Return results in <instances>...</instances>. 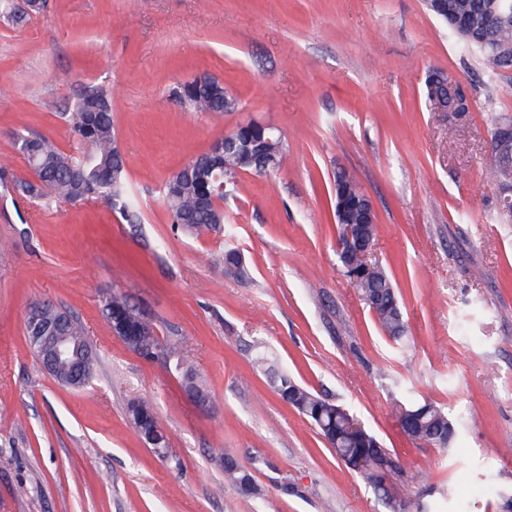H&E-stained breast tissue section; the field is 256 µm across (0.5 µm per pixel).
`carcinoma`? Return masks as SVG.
<instances>
[{
	"label": "carcinoma",
	"instance_id": "carcinoma-1",
	"mask_svg": "<svg viewBox=\"0 0 512 512\" xmlns=\"http://www.w3.org/2000/svg\"><path fill=\"white\" fill-rule=\"evenodd\" d=\"M448 17L459 20L463 27L452 24L450 30L461 47L469 52H477L486 68L504 74L512 70V8L507 18L491 28L487 25L488 13L496 8L494 0H446ZM446 81L444 71L432 70L425 80V94L428 102L442 99ZM181 101L200 112L215 116L224 114V90L214 80L202 85L180 86L177 88ZM74 132L87 146V153L80 161L59 150L49 139L41 135H21L19 139L28 142L25 153L35 182H27L0 167V186L21 196L56 201H101L107 207L129 220L137 216L138 202L128 188V175L125 161L117 147L112 123V107L105 90L94 88L86 91L70 116ZM238 136L251 142L255 154L269 156L265 144L267 133L260 127H247ZM483 166L494 181L505 188H512V164L501 159L493 150L483 159ZM259 171L257 165L241 163L232 156L216 157L206 151L198 154L191 165H186L169 177L162 187L163 200L176 224L183 232L192 236L224 234V209L220 202L224 194L216 195L218 203L205 199L206 194L218 189L224 176L235 175L236 169ZM335 192L345 202V223L339 225V237L362 236L365 240L375 239L377 224L364 214L361 204L364 192L361 187L344 173L336 174ZM224 276L238 278L244 275L245 268L241 254L235 249H227L219 259ZM360 299L373 313L382 331L396 344L403 347L408 340V326L399 303L398 293L392 279L385 270L372 267L366 275H357L353 280ZM30 309L38 310L40 319L51 322L65 317V329L73 343L88 351L81 324L64 314L52 304L35 302ZM102 315L106 321L116 316L133 326L136 332L122 339L133 352L143 348L158 350L163 360L176 356L179 343L175 339H160L151 320L142 317L139 307L129 304L123 295H114L104 301ZM256 362L265 368L270 383L283 402L301 416L310 420L319 429L336 453V458L345 466L356 469L359 457L366 455L373 461L372 469L362 475L381 493L387 505L394 503L390 492V481L398 470V465L383 448L376 437L344 406L326 396L314 393L298 383L286 369L277 365L265 352L257 353ZM96 374L95 363L78 368L70 363L56 367L50 375L62 386L82 389L91 384ZM127 417L137 419L141 424L138 433L145 443H150L152 435L160 428L153 408L146 402L133 401L128 404ZM401 426L412 439L424 441L440 448L452 444L456 429L443 408L432 403L409 402L401 406ZM224 478L246 495L260 493L254 475L242 468L231 456H224Z\"/></svg>",
	"mask_w": 512,
	"mask_h": 512
}]
</instances>
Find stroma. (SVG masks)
I'll list each match as a JSON object with an SVG mask.
<instances>
[{"label": "stroma", "mask_w": 512, "mask_h": 512, "mask_svg": "<svg viewBox=\"0 0 512 512\" xmlns=\"http://www.w3.org/2000/svg\"><path fill=\"white\" fill-rule=\"evenodd\" d=\"M0 14V167L28 179L13 145L37 132L84 145L68 117L88 87L112 121L139 203L28 200L0 188V512H391L255 365L264 345L300 383L349 409L397 460L405 512H512V219L481 169L493 117L512 115V73L460 52L424 0H10ZM462 78L466 114L431 111L429 69ZM208 74L238 101L217 117L176 98ZM277 127L285 161L224 186L232 237L177 230L164 181L244 120ZM371 197L370 262L393 278L408 324L381 331L337 256L336 171ZM248 269L226 278L225 246ZM127 295L208 390L201 408L168 367L129 350L101 313ZM78 319L90 386L59 385L30 349L29 303ZM442 406L451 448L411 439L393 387ZM148 402L172 458L126 417ZM233 455L261 493L224 478ZM289 481L294 495L280 491Z\"/></svg>", "instance_id": "obj_1"}]
</instances>
